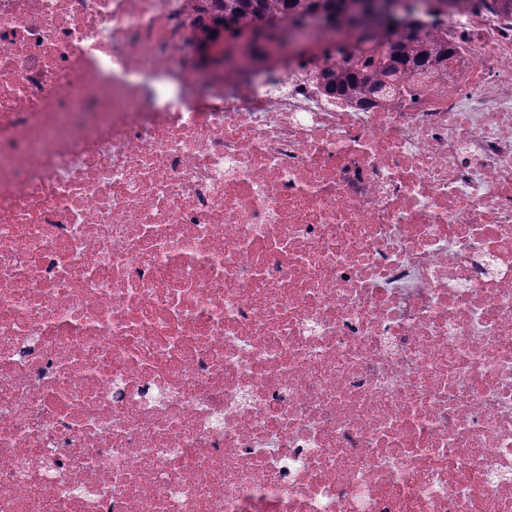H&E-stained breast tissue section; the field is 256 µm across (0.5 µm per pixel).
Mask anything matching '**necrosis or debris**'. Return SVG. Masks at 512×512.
<instances>
[{
	"label": "necrosis or debris",
	"mask_w": 512,
	"mask_h": 512,
	"mask_svg": "<svg viewBox=\"0 0 512 512\" xmlns=\"http://www.w3.org/2000/svg\"><path fill=\"white\" fill-rule=\"evenodd\" d=\"M198 5L0 0V512H512V14L361 106Z\"/></svg>",
	"instance_id": "4bbe7bcc"
}]
</instances>
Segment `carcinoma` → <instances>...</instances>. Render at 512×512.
I'll return each instance as SVG.
<instances>
[{
    "mask_svg": "<svg viewBox=\"0 0 512 512\" xmlns=\"http://www.w3.org/2000/svg\"><path fill=\"white\" fill-rule=\"evenodd\" d=\"M343 0H203L202 19L196 41L213 46L225 35L251 32L258 36L269 25H276L281 46L288 47L296 37L319 26L318 19L331 22L321 28L329 33L342 28L353 31L362 24L365 44L348 50L341 48V58L320 71V85L330 95L344 96L364 103L398 86L414 74H431L448 69V61L456 48L448 40L424 28L417 20L428 10L438 15L448 12L447 2L457 0H387L384 7L394 11L398 19L387 28L373 24L370 18L357 20L341 6ZM287 24L281 25L279 21Z\"/></svg>",
    "mask_w": 512,
    "mask_h": 512,
    "instance_id": "cac0c4a2",
    "label": "carcinoma"
}]
</instances>
